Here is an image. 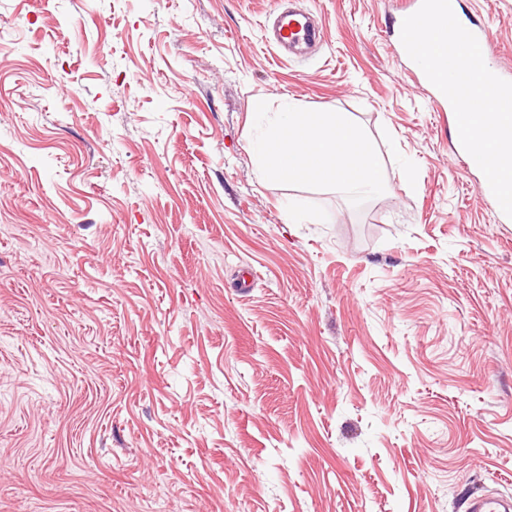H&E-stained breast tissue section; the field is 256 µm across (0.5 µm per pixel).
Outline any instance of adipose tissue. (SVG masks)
Returning a JSON list of instances; mask_svg holds the SVG:
<instances>
[{
    "instance_id": "obj_1",
    "label": "adipose tissue",
    "mask_w": 512,
    "mask_h": 512,
    "mask_svg": "<svg viewBox=\"0 0 512 512\" xmlns=\"http://www.w3.org/2000/svg\"><path fill=\"white\" fill-rule=\"evenodd\" d=\"M265 177L333 184L357 196L383 184L377 157L359 128L336 112H306L288 106L271 121L256 145Z\"/></svg>"
}]
</instances>
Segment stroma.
I'll list each match as a JSON object with an SVG mask.
<instances>
[{
	"instance_id": "stroma-1",
	"label": "stroma",
	"mask_w": 512,
	"mask_h": 512,
	"mask_svg": "<svg viewBox=\"0 0 512 512\" xmlns=\"http://www.w3.org/2000/svg\"><path fill=\"white\" fill-rule=\"evenodd\" d=\"M0 0V512H466L512 496V220L402 0ZM512 74V0H458ZM293 103L384 184L262 178ZM320 29L310 17L300 12H282L275 21L274 38L272 43L281 52L302 44L316 42L320 38ZM398 53L399 55H401L409 64H411L414 68H415V76L418 80H422L425 84H427L428 86L432 87L434 90H435V93L437 95V97L444 103H446L448 105V110L449 112H454V109L450 103V101L446 98L445 95H443L429 80L428 78L426 77L425 73L423 72V70L420 68V66L418 64H416L407 54L403 44H402V41H401V37H400V40H399V43H398ZM454 115H455V112H454ZM455 123H456V137H457V143H458V149L463 152L464 154H466L467 158H468V161H469V164L471 167H473L474 169H479L478 165L476 164L475 160L463 149L462 145H461V142H460V138H459V132H458V126H457V120H456V115H455ZM466 510L468 512H511L512 501L503 496H474Z\"/></svg>"
}]
</instances>
